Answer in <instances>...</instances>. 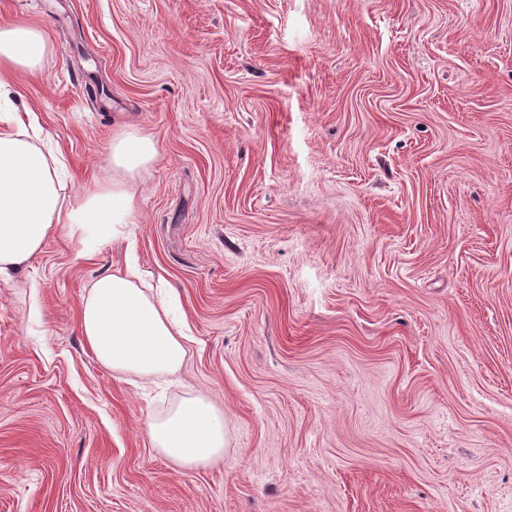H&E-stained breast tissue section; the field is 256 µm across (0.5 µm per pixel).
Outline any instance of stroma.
<instances>
[{
	"mask_svg": "<svg viewBox=\"0 0 512 512\" xmlns=\"http://www.w3.org/2000/svg\"><path fill=\"white\" fill-rule=\"evenodd\" d=\"M80 203L132 124V223L0 278V512H512V0H0ZM163 279L183 370L81 335L91 282ZM223 408L182 471L149 412ZM146 434L152 448L181 470H194L224 456V411L207 396L190 390L162 414L149 413Z\"/></svg>",
	"mask_w": 512,
	"mask_h": 512,
	"instance_id": "1",
	"label": "stroma"
}]
</instances>
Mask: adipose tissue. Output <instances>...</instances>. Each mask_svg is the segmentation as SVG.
I'll return each mask as SVG.
<instances>
[{
    "label": "adipose tissue",
    "instance_id": "adipose-tissue-1",
    "mask_svg": "<svg viewBox=\"0 0 512 512\" xmlns=\"http://www.w3.org/2000/svg\"><path fill=\"white\" fill-rule=\"evenodd\" d=\"M53 53L45 32L23 21L0 22V274L17 271L67 227L80 248L100 246L135 211L134 186L156 163L154 137L127 125L113 133L106 153L111 177L71 205L64 163L29 110H20L9 78L42 74ZM167 284H152L137 264L96 278L80 311L81 333L103 366L138 378L173 376L183 368L190 340L185 321L172 315ZM152 448L182 470L223 457L224 413L190 390L161 414L147 418Z\"/></svg>",
    "mask_w": 512,
    "mask_h": 512
}]
</instances>
